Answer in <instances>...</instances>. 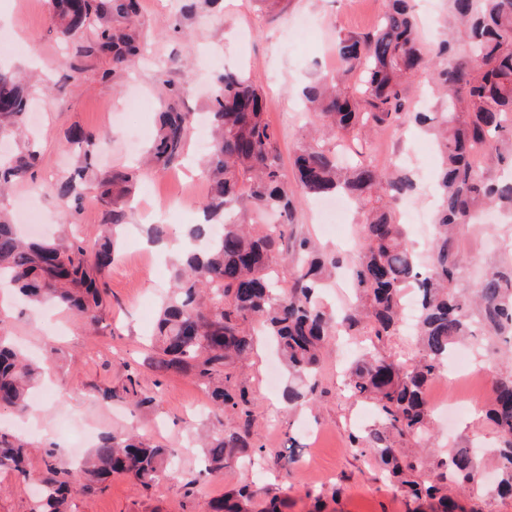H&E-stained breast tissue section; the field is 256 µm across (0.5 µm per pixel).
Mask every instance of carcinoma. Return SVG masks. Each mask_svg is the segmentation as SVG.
I'll return each mask as SVG.
<instances>
[{
	"mask_svg": "<svg viewBox=\"0 0 512 512\" xmlns=\"http://www.w3.org/2000/svg\"><path fill=\"white\" fill-rule=\"evenodd\" d=\"M139 0H49L60 32L96 30L80 49L88 57L112 55V73L126 68L140 54L134 30ZM448 38L429 57L420 38L409 0H388L382 23L365 36L346 35L336 43V70L317 77L303 92L304 106L315 124L294 158L295 181L285 179L274 146L275 136L264 112L260 87L243 71L217 76L211 100L210 147L204 161L208 191L200 209L204 223L188 228L201 245L184 251L171 263L172 276L152 335L155 367L193 375L208 389L219 427L204 448V471L221 476L233 461L254 448L250 400L233 370L253 350L247 325L257 322L276 346L291 378L286 396L291 405L311 400L327 338L364 326L369 336L388 335L401 323L403 293L417 296L416 332L421 347L416 360L402 361L378 351L366 354L349 370L348 388L358 399L373 402L379 426L368 436L352 435L351 445L377 448L389 473L416 501L428 500L435 512H463L448 495V484L460 489L479 486L478 460L471 448H454L442 463L446 474L435 483L422 479L430 456L425 448H394L388 436L418 440L427 432L428 382L436 377L460 341L480 331L512 342V263L493 268L474 290L458 288L465 265L456 248L460 226L478 224L489 208L512 217V0H447ZM112 10V26L101 24ZM463 40L469 54L453 57ZM433 66L434 83L448 92V109L437 116L408 112V90L423 67ZM28 106L17 74L0 69V135L19 136ZM433 136L441 165L436 192L441 204L434 216L436 233L431 262L419 264L394 204L417 191L406 172L381 168L364 151L370 134L407 118ZM196 115L170 103L159 113L148 148V162L166 169L185 153ZM83 148L84 166L92 167L102 138L77 130L70 136ZM482 156L507 169L493 177L479 166ZM38 154L25 149L0 164V194L13 181L34 177ZM136 170H113L98 181L110 205L108 222L94 244L59 236L29 239L0 211V283L29 302L51 301L98 325L97 312L107 303L103 277L115 259L125 225L124 199L134 190ZM63 206L79 199L76 178L46 184ZM345 192L360 206V246L351 276L362 309L334 316L318 301V293L335 275L339 260L306 236L293 232L296 207L303 201ZM241 205L264 231L225 222ZM223 227L213 235V226ZM296 260L289 286L279 284L272 269ZM54 360H28L0 336V408L17 414ZM487 418L499 443L496 491L512 497V373L493 381ZM228 406L240 408L243 420L229 429L222 420ZM169 450L134 435L107 434L79 463L77 480L87 489H105L115 473L133 478L148 490L165 473ZM28 478L26 444L0 433V465ZM72 486L51 480L42 487L32 512H69ZM285 501L258 489L231 491L212 504L213 512H281Z\"/></svg>",
	"mask_w": 512,
	"mask_h": 512,
	"instance_id": "cac0c4a2",
	"label": "carcinoma"
}]
</instances>
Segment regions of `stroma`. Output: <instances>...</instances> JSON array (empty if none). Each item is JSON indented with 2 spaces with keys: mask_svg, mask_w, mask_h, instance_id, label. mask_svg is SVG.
I'll list each match as a JSON object with an SVG mask.
<instances>
[{
  "mask_svg": "<svg viewBox=\"0 0 512 512\" xmlns=\"http://www.w3.org/2000/svg\"><path fill=\"white\" fill-rule=\"evenodd\" d=\"M183 3L141 0L136 28L145 42V57L116 75L110 56H79L81 45L93 40L92 32L62 38L47 0H0V64L24 79L31 103L28 128L40 151L39 179L77 174L82 153L69 142L76 129L104 137L108 153L97 158L100 172L131 166L150 144L157 114L168 99L163 79L188 84L190 92L181 108L204 112L214 77L226 68L246 71L263 86L282 172L292 178L306 121L302 88L335 69L340 37L372 31L385 10V0H222L218 7L185 16ZM73 61L83 69L76 82L66 77ZM201 136V130L192 131L185 161L139 179L125 207L127 226L119 256L106 276L112 303L101 312L96 330L61 310L55 315L61 330L53 332L15 297L7 311H0V333L35 357L54 356L44 382L56 390L26 417L0 410V431L30 444L27 481L0 466V512H31L36 485L48 476L47 449H57L67 460L71 449L86 453L104 433L132 430L173 449L177 458L172 470L147 491L124 476L113 477L102 491L78 490L72 512H210L213 500L249 482L285 498L286 512H408L406 497L386 480L378 455L370 449L358 451L350 443L351 434L368 433L378 420L370 402L350 395L346 362L332 351L322 363L312 403L293 409L283 390H268L267 374L277 357L264 339H257L253 353L236 362L234 371L255 402L254 442L262 447L264 462L256 470L232 465L219 479L203 473L202 451L192 439L211 421L199 411L207 398L204 387L191 375L158 372L147 365L148 333L172 269L162 251L144 247L147 225H165L172 245L176 232L198 223L203 186L193 181L191 172L197 167ZM432 146L430 137L411 125L373 135V153L393 162L408 158L418 186L416 195L398 201V214L429 205L428 189L437 166ZM107 212L95 184L83 182L76 234L93 241ZM360 220L352 209L346 224L321 232L314 206L307 202L296 211L293 231L335 249L348 263L356 251ZM458 247L466 259L461 285L470 288L488 265L512 259V222L464 227ZM469 349L473 363L488 366V376L453 382L438 377L430 382L432 453L440 458L452 448L484 446L478 461L485 485L462 504L466 512H512V498L494 490L491 450L497 433L484 412L493 377L512 370V352L496 350L483 336L474 337ZM131 384L136 393L154 396V403L136 407L135 394L126 392ZM106 388L112 391L108 401L102 397ZM449 398L469 404L452 421L435 409ZM289 450L294 462L285 476L278 457Z\"/></svg>",
  "mask_w": 512,
  "mask_h": 512,
  "instance_id": "1",
  "label": "stroma"
}]
</instances>
